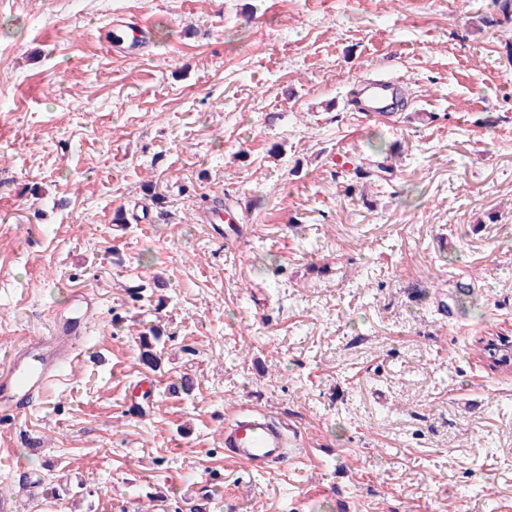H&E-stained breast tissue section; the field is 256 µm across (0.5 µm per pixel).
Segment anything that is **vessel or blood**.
I'll list each match as a JSON object with an SVG mask.
<instances>
[{
    "label": "vessel or blood",
    "instance_id": "b4317fda",
    "mask_svg": "<svg viewBox=\"0 0 512 512\" xmlns=\"http://www.w3.org/2000/svg\"><path fill=\"white\" fill-rule=\"evenodd\" d=\"M404 91L399 78L381 74L363 82L357 109L376 117L398 111ZM70 315L54 316L45 335L30 339L0 368V414L9 415L41 402L50 383L59 381L66 364L80 357V346L97 300L85 292L72 295ZM294 428L270 412L245 414L225 425V454L250 470L263 473L283 468L293 458Z\"/></svg>",
    "mask_w": 512,
    "mask_h": 512
}]
</instances>
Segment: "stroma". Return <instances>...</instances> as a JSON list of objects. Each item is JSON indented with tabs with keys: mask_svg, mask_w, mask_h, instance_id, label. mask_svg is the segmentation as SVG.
Returning <instances> with one entry per match:
<instances>
[{
	"mask_svg": "<svg viewBox=\"0 0 512 512\" xmlns=\"http://www.w3.org/2000/svg\"><path fill=\"white\" fill-rule=\"evenodd\" d=\"M504 3L0 0V364L72 291L99 302L66 381L0 426V461H24L0 468V497L512 512V372L480 345L512 333ZM385 71L405 111L355 112ZM384 156L392 170L358 183ZM155 193L153 223L117 230L114 212ZM208 199L242 206L241 235L201 223ZM153 326L170 336L155 369ZM246 408L287 417L299 458L272 473L225 458Z\"/></svg>",
	"mask_w": 512,
	"mask_h": 512,
	"instance_id": "1",
	"label": "stroma"
}]
</instances>
